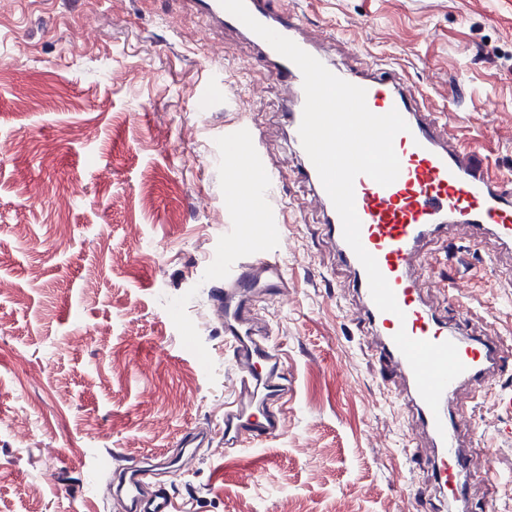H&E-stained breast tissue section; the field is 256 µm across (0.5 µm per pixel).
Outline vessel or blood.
Listing matches in <instances>:
<instances>
[{"instance_id": "vessel-or-blood-1", "label": "vessel or blood", "mask_w": 512, "mask_h": 512, "mask_svg": "<svg viewBox=\"0 0 512 512\" xmlns=\"http://www.w3.org/2000/svg\"><path fill=\"white\" fill-rule=\"evenodd\" d=\"M186 2L216 28L242 26L219 0ZM246 6L260 23L292 39L309 54L318 55L299 16L274 12L269 0H246ZM264 53L272 76L288 88V128L291 139L299 140L305 101L302 74L272 47H265ZM334 73L365 89L370 111L384 114L397 110L409 126L394 140L401 165L398 178L382 186L361 175L354 183L361 242L376 258L395 294L399 313L376 307L366 271L345 242L340 217L331 205L326 208L324 233L338 245L341 260L353 269L365 315L381 338L379 355L390 373L404 381L417 418L433 442L428 467L434 482L447 492L449 500L461 502L467 494L463 477L477 466L478 458L461 443V435L469 427L467 417L452 411L450 403L461 384L491 383L506 347L500 340L471 337L464 323L449 325L423 298L418 270L430 238L455 226L487 227L501 242L512 245V189L481 163L482 142L461 139L437 113L420 111L417 91L402 86L393 73L376 64L362 70L338 67ZM229 138L238 149L235 164L257 172L261 180L241 206L252 218L251 223L241 225L233 241L241 259L225 265L222 283L212 296V313L224 325L238 374L236 397L224 406V438L264 442L278 437L284 428L283 416L277 410L283 398L284 360L270 342L265 326L254 317L251 298L258 290L269 295L282 292L280 264L269 257L270 238L264 230L278 219L268 203L277 175L260 149L261 133L256 125H242ZM401 330L417 340L451 341L457 346L466 370L446 387L438 410H431L421 397L413 371L393 340ZM123 473L118 491L128 502V512H177V504L166 489L143 494L142 463L128 462Z\"/></svg>"}]
</instances>
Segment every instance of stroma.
<instances>
[{
    "mask_svg": "<svg viewBox=\"0 0 512 512\" xmlns=\"http://www.w3.org/2000/svg\"><path fill=\"white\" fill-rule=\"evenodd\" d=\"M322 32L319 49L395 67L484 142L512 181V0H272ZM222 84L208 111L195 105ZM287 92L260 50L182 0H0V512H120L99 453L165 460L207 442L158 483L181 512H448L354 274L322 232L299 174ZM263 132L287 220L270 248L286 288L253 309L282 350L283 432L224 446L237 374L209 290L244 217L224 131ZM424 294L473 336L512 342V247L455 229L428 248ZM470 420V512H512V355L492 384L460 387ZM495 482H488V473Z\"/></svg>",
    "mask_w": 512,
    "mask_h": 512,
    "instance_id": "obj_1",
    "label": "stroma"
}]
</instances>
